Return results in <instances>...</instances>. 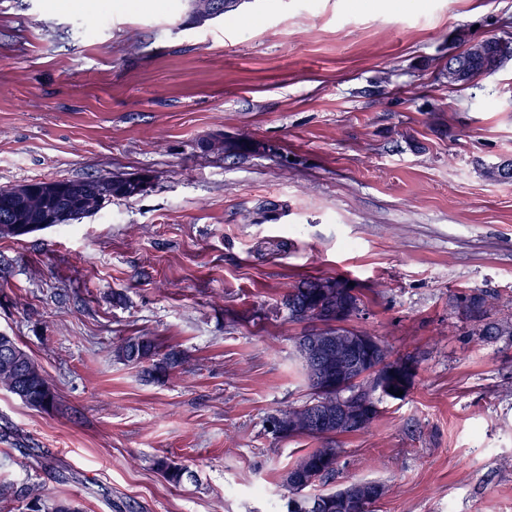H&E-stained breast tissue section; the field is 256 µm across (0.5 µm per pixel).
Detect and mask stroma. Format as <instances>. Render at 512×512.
Returning a JSON list of instances; mask_svg holds the SVG:
<instances>
[{"mask_svg": "<svg viewBox=\"0 0 512 512\" xmlns=\"http://www.w3.org/2000/svg\"><path fill=\"white\" fill-rule=\"evenodd\" d=\"M100 19L94 32L86 23ZM182 0H0V189L148 173L143 194L0 239V332L44 368V412L0 390V484L82 512H282L318 439L272 416L311 394L307 323L281 302L340 277L416 377L336 436L316 492L377 481L375 512H512V60L449 84L467 40L512 35V0H243L202 27ZM248 142L243 156L205 139ZM130 336L184 353L166 379ZM186 465L168 483L154 461ZM495 296L488 291H474L456 298V306L472 321L483 322L496 308ZM114 357L127 363L148 364L145 373L148 377L161 380L169 377L184 364L179 350L170 348L165 352L148 336H134L125 339L113 349Z\"/></svg>", "mask_w": 512, "mask_h": 512, "instance_id": "35a3bbf8", "label": "stroma"}]
</instances>
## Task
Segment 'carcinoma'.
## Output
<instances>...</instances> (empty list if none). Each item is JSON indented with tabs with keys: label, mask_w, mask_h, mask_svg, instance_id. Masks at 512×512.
<instances>
[{
	"label": "carcinoma",
	"mask_w": 512,
	"mask_h": 512,
	"mask_svg": "<svg viewBox=\"0 0 512 512\" xmlns=\"http://www.w3.org/2000/svg\"><path fill=\"white\" fill-rule=\"evenodd\" d=\"M215 0H187L188 19L197 26H203L212 20L211 9ZM512 59V39L491 40L484 44L482 51L474 50V43L461 53L449 58L459 65L460 82L466 83L487 70L495 69ZM485 175L491 180L512 182V160H506L485 168ZM112 186V196L130 198L143 193V190L131 183H115L110 177L82 178L76 180L36 181L0 189V214L7 215L9 222L0 224V238H19L44 229L49 220L63 216L60 223L76 219L85 211L94 213L104 206L103 193ZM36 193L42 200V207L36 210L16 209L19 195ZM456 306L467 318L483 323L482 335L512 336V315L504 314L495 321H488L495 310V296L488 291H474L456 298ZM292 322H321L326 328L314 327L296 340V352L301 359L302 369L308 387L312 391L311 400L300 408L282 411L272 418L273 428L283 432L292 431L289 418L302 417L319 409L321 400L329 404V415L336 416V387L326 383L327 368L304 358L308 353L311 340L320 341L323 337L336 334L330 324L343 313L342 320L347 321L363 312V301L353 288L345 285L340 278H306L288 290L283 301ZM376 363L384 365L389 372L386 377L384 395L374 401L379 405L385 399L395 398L394 392L408 391L416 374L412 361L390 360L387 349L377 344L374 350ZM114 357L127 363L146 365L147 376L161 380L170 376L184 364L182 353L174 348L164 352L148 336H134L125 339L113 349ZM28 391V400L24 404L49 411L55 407L56 393L46 377L42 367L17 344L14 337L0 332V389L14 395L19 387ZM336 435V424H330L312 434L323 441V445L303 455L288 471L285 482L288 486V512H374L373 503L367 499L369 482L359 481L345 486L338 494L334 490L317 495H308L305 490L331 476L341 449L332 445L331 438ZM156 469L169 483L179 485L189 476L188 469L166 456L155 460ZM13 498L24 503L39 504V512H80L69 499L54 497L35 487H15L0 484V501Z\"/></svg>",
	"instance_id": "obj_1"
}]
</instances>
